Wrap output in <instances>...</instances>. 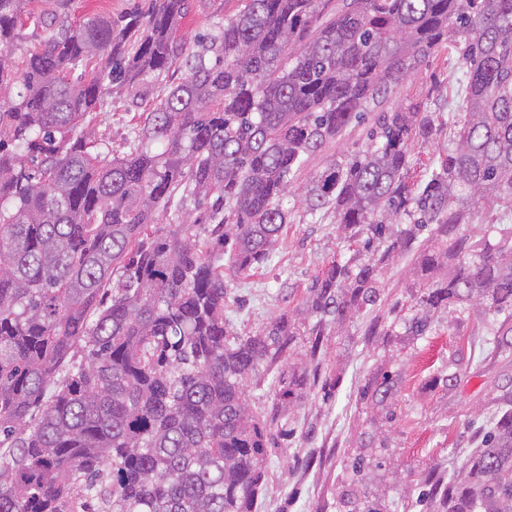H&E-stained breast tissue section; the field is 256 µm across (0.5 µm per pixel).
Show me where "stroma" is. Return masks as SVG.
<instances>
[{
    "label": "stroma",
    "instance_id": "obj_1",
    "mask_svg": "<svg viewBox=\"0 0 512 512\" xmlns=\"http://www.w3.org/2000/svg\"><path fill=\"white\" fill-rule=\"evenodd\" d=\"M150 0H70L71 24L103 17L114 19ZM243 0H190L178 21L177 34L195 40L213 32L216 21L235 16ZM55 0H26L21 37L12 49L21 57L50 31ZM463 68L447 51L431 55L414 77L398 85L386 108L410 99L446 96L438 118L445 130L437 144L414 146L412 182H419L447 131L460 121L465 107ZM372 118L351 124L343 134L315 153L298 177L297 186L328 168L341 156L364 150ZM136 126L121 96L101 113L94 127L101 151L123 156ZM296 195L283 202L291 214L269 260L244 275L226 273L228 295L224 315L234 332L253 334L286 313L310 327L304 303L307 288L333 260L352 253L340 239L330 211L305 213ZM416 252L391 258L382 271V292L375 306L346 321L327 326L314 378L298 396L279 403L281 370H259L245 383L253 414L277 413L282 436L267 451V474L256 512H345L340 502L371 501L380 512H428L421 497L428 483L447 482L461 474L468 457L493 426L494 400L512 393L511 346L491 355L484 339L498 326L476 301L436 310L433 328L410 336L405 322L419 309L422 285ZM392 378L395 387L385 400L361 398L364 388ZM363 459L364 470L353 477L351 465Z\"/></svg>",
    "mask_w": 512,
    "mask_h": 512
}]
</instances>
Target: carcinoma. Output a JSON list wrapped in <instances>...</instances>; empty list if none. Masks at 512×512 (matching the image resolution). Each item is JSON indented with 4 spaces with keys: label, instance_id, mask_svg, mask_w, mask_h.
Segmentation results:
<instances>
[{
    "label": "carcinoma",
    "instance_id": "1",
    "mask_svg": "<svg viewBox=\"0 0 512 512\" xmlns=\"http://www.w3.org/2000/svg\"><path fill=\"white\" fill-rule=\"evenodd\" d=\"M24 2L0 0V512H254L275 435L245 380L300 331L286 315L230 331L224 261L263 264L309 157L443 46L466 116L427 177L411 183V149L442 130L411 101L305 186L306 211L362 245L308 287V355L424 232L425 275L455 265L425 283L410 335L473 296L512 312V0H246L194 49L176 35L188 0H150L146 22L62 24L16 60ZM161 83L130 152L100 151L108 97ZM181 185L194 212L151 228ZM306 384L281 375L276 396ZM495 412L464 478L430 487L436 512H512V396Z\"/></svg>",
    "mask_w": 512,
    "mask_h": 512
}]
</instances>
